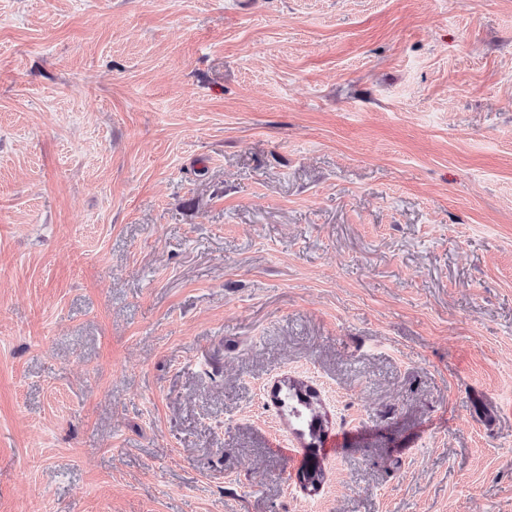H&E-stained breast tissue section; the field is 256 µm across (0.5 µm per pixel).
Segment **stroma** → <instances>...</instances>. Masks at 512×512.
Segmentation results:
<instances>
[{
	"mask_svg": "<svg viewBox=\"0 0 512 512\" xmlns=\"http://www.w3.org/2000/svg\"><path fill=\"white\" fill-rule=\"evenodd\" d=\"M0 512H512V0H0ZM308 397V398H307ZM311 395L302 393V386L300 384H289L287 391L280 399L283 407L288 409V414L292 413L295 418L300 420L302 424H306L308 435L311 440L319 439L322 432V422L312 411L310 399ZM304 411H308L306 414Z\"/></svg>",
	"mask_w": 512,
	"mask_h": 512,
	"instance_id": "1",
	"label": "stroma"
}]
</instances>
